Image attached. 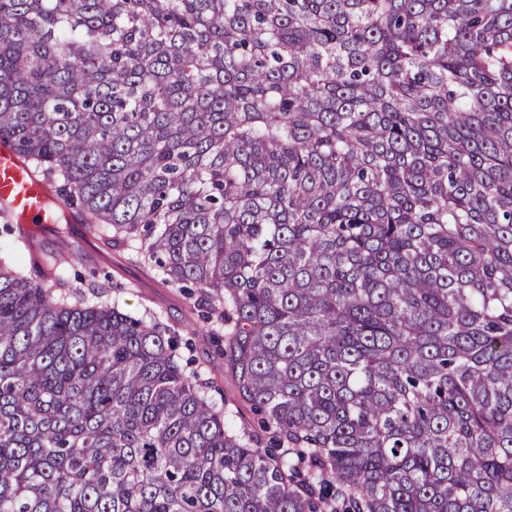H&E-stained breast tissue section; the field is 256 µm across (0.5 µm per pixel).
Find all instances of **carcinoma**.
<instances>
[{"instance_id": "carcinoma-1", "label": "carcinoma", "mask_w": 512, "mask_h": 512, "mask_svg": "<svg viewBox=\"0 0 512 512\" xmlns=\"http://www.w3.org/2000/svg\"><path fill=\"white\" fill-rule=\"evenodd\" d=\"M1 142L281 452L5 218L0 512H512V0H0ZM197 335H186L181 332L179 352L184 360L191 358L192 363L188 366V371L197 370L199 382L206 389L210 399L218 406L224 408V419L227 424L242 428L247 427L251 431L255 430L257 445L259 448L266 446V434L258 428H254V415L250 404L240 396L236 383L232 376L230 366L231 350L228 336H210V325L200 319L195 313L193 315ZM190 342L189 347L185 342ZM224 349V357L216 353V349ZM207 383V385H205Z\"/></svg>"}]
</instances>
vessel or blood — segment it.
Wrapping results in <instances>:
<instances>
[{
	"mask_svg": "<svg viewBox=\"0 0 512 512\" xmlns=\"http://www.w3.org/2000/svg\"><path fill=\"white\" fill-rule=\"evenodd\" d=\"M0 201L8 202V215L17 224H42L51 201L48 186L35 181L17 153L0 146Z\"/></svg>",
	"mask_w": 512,
	"mask_h": 512,
	"instance_id": "1",
	"label": "vessel or blood"
}]
</instances>
